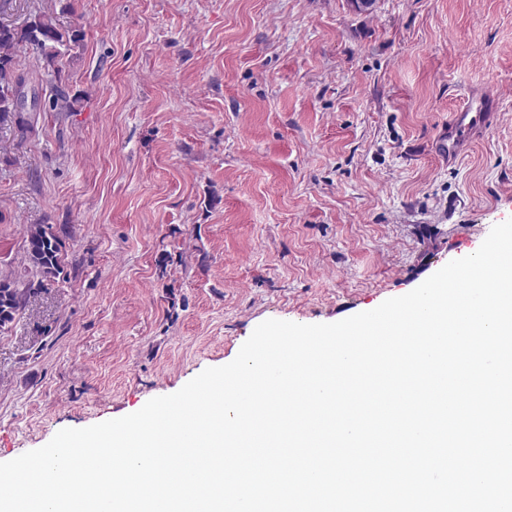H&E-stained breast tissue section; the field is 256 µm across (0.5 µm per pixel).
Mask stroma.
I'll use <instances>...</instances> for the list:
<instances>
[{
  "label": "stroma",
  "mask_w": 512,
  "mask_h": 512,
  "mask_svg": "<svg viewBox=\"0 0 512 512\" xmlns=\"http://www.w3.org/2000/svg\"><path fill=\"white\" fill-rule=\"evenodd\" d=\"M85 37L26 50L41 98L0 133V275L33 224L66 281L0 332V462L230 363L261 322L409 293L512 217V0H13ZM492 133L430 150L471 91ZM169 254L159 266L161 254Z\"/></svg>",
  "instance_id": "obj_1"
}]
</instances>
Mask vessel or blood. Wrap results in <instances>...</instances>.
<instances>
[{"label": "vessel or blood", "instance_id": "obj_1", "mask_svg": "<svg viewBox=\"0 0 512 512\" xmlns=\"http://www.w3.org/2000/svg\"><path fill=\"white\" fill-rule=\"evenodd\" d=\"M493 121L492 103L480 96L469 98L438 130L434 140L436 156L450 162L456 160L474 138L490 131Z\"/></svg>", "mask_w": 512, "mask_h": 512}]
</instances>
